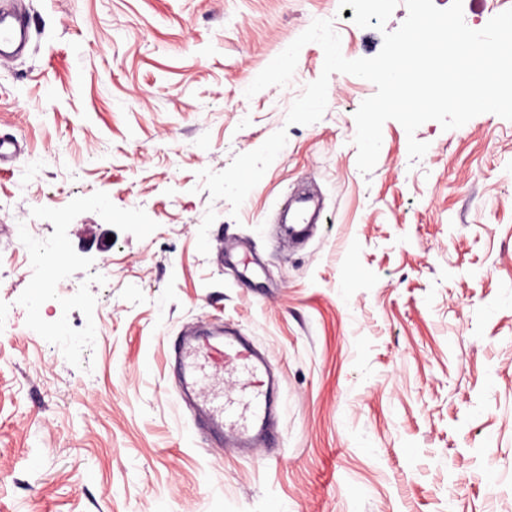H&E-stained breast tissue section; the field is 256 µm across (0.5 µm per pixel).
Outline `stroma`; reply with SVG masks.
Masks as SVG:
<instances>
[{"mask_svg": "<svg viewBox=\"0 0 512 512\" xmlns=\"http://www.w3.org/2000/svg\"><path fill=\"white\" fill-rule=\"evenodd\" d=\"M0 65V512H512V121L407 135L370 173L376 87L323 68L245 90L316 19L345 58L383 29L339 0H9ZM286 130L239 212L202 170ZM427 143L410 160L409 138ZM247 336L279 380V443H219L173 339ZM24 28L21 19H17L16 24H5L2 16L0 17V63L8 56L5 51L14 42L23 40Z\"/></svg>", "mask_w": 512, "mask_h": 512, "instance_id": "obj_1", "label": "stroma"}]
</instances>
